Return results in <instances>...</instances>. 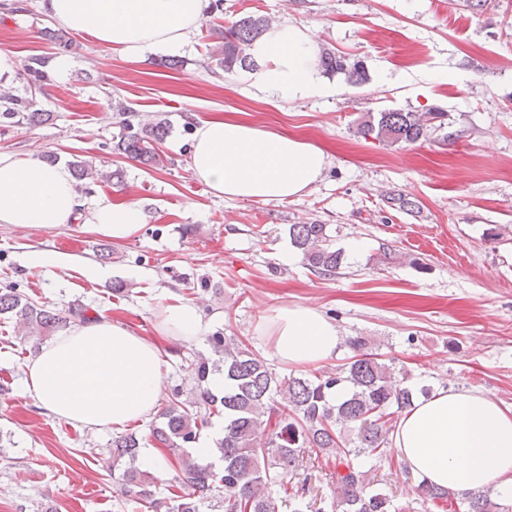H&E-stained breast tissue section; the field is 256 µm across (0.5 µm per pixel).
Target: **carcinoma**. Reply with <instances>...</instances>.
<instances>
[{
    "instance_id": "carcinoma-1",
    "label": "carcinoma",
    "mask_w": 512,
    "mask_h": 512,
    "mask_svg": "<svg viewBox=\"0 0 512 512\" xmlns=\"http://www.w3.org/2000/svg\"><path fill=\"white\" fill-rule=\"evenodd\" d=\"M270 19L248 14L229 22L219 33L221 42L210 58L226 73L253 70L252 43L262 36ZM49 61L31 56L23 69L46 78ZM318 66L342 74L346 84L357 87L367 80L360 60H352L330 49L321 53ZM120 131L112 152L146 167L165 164L159 144L170 124L164 119L134 125L135 109L118 105ZM0 116L17 123L37 125L49 113L34 109L30 98L8 91L0 93ZM447 113L438 107L426 111L383 110L367 112L359 122L360 133L387 147L412 145L432 138L444 128ZM76 182L88 178H121L122 171L99 173L86 160L68 163ZM387 202L405 213H415L418 201L403 193L388 195ZM291 244L300 251L304 264L321 276L336 274L344 260L326 224L288 225ZM88 309L73 303L65 309H50L10 289L0 293V316L16 318L18 328L31 337L64 333L91 317ZM211 355L201 352L188 363L196 379L192 392L176 389L150 429L152 441L167 450L165 463L179 470L180 492L160 496L154 472L137 465L142 439L130 433L112 440V467L122 468L116 492L125 504L141 512H200L217 485L224 488V512H278L277 498L301 499L304 488L288 486L285 476L300 466L305 449L334 464L336 512H396L385 491L370 487L362 459L378 458L395 430L396 417L411 407L413 391L404 374L393 364L380 361L359 337L348 339L354 355L336 369L300 373L281 380L266 361L234 336L218 331L207 337ZM224 377V388L216 389L209 378ZM349 386L336 397V388ZM281 400H275V397ZM224 416V435L214 442L220 468L203 463L186 448L197 442L213 414ZM416 493L424 503H448L465 512H512V504L499 501L490 491L461 495L421 484Z\"/></svg>"
}]
</instances>
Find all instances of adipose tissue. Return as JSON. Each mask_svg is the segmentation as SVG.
<instances>
[{
	"instance_id": "obj_1",
	"label": "adipose tissue",
	"mask_w": 512,
	"mask_h": 512,
	"mask_svg": "<svg viewBox=\"0 0 512 512\" xmlns=\"http://www.w3.org/2000/svg\"><path fill=\"white\" fill-rule=\"evenodd\" d=\"M66 29L135 57L146 50L181 48L204 17L208 0H42ZM262 68L255 84L288 101L323 85L318 44L310 28L271 26L251 46ZM328 164L325 151L292 134L215 117L197 129L189 166L219 197L285 200L303 195ZM145 214L133 202L81 201L65 165L0 156V224L51 228L81 223L112 239L131 236ZM276 355L307 367L337 356L342 338L310 305L269 315ZM164 331L195 341L208 324L184 301L163 312ZM26 391L46 410L86 426L119 428L154 411L164 392L158 349L109 317L74 325L42 346L27 366ZM410 473L453 492L493 489L512 498V410L473 391H439L414 401L391 436Z\"/></svg>"
}]
</instances>
